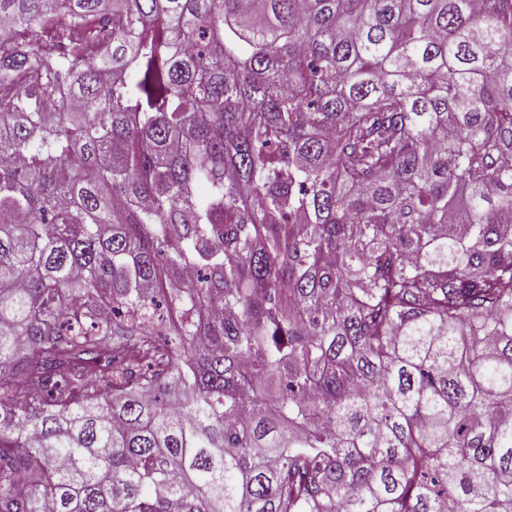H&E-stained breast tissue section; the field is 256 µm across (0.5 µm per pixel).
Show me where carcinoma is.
Masks as SVG:
<instances>
[{
	"instance_id": "carcinoma-1",
	"label": "carcinoma",
	"mask_w": 512,
	"mask_h": 512,
	"mask_svg": "<svg viewBox=\"0 0 512 512\" xmlns=\"http://www.w3.org/2000/svg\"><path fill=\"white\" fill-rule=\"evenodd\" d=\"M0 395V512H512V0H0Z\"/></svg>"
}]
</instances>
